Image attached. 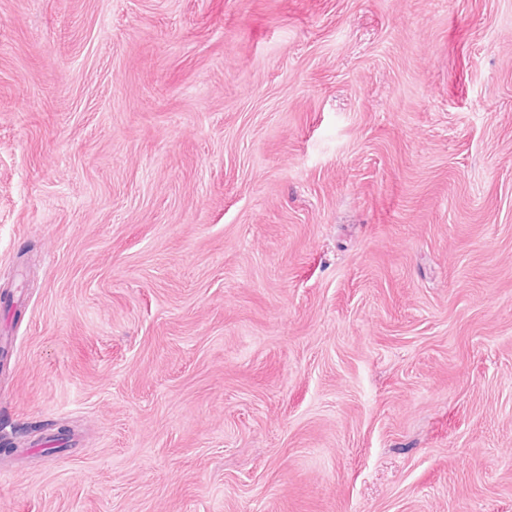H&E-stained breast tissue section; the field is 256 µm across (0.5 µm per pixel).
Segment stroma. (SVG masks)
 Wrapping results in <instances>:
<instances>
[{
    "label": "stroma",
    "mask_w": 512,
    "mask_h": 512,
    "mask_svg": "<svg viewBox=\"0 0 512 512\" xmlns=\"http://www.w3.org/2000/svg\"><path fill=\"white\" fill-rule=\"evenodd\" d=\"M0 512H512V0H0Z\"/></svg>",
    "instance_id": "stroma-1"
}]
</instances>
